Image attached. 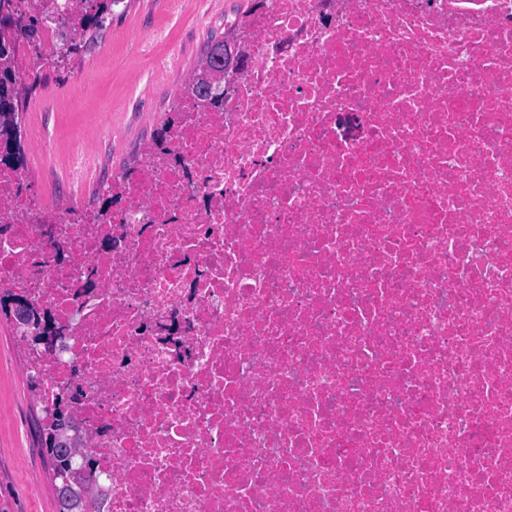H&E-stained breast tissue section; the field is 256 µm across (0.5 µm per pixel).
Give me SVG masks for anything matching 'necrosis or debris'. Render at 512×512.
<instances>
[{
	"label": "necrosis or debris",
	"instance_id": "obj_1",
	"mask_svg": "<svg viewBox=\"0 0 512 512\" xmlns=\"http://www.w3.org/2000/svg\"><path fill=\"white\" fill-rule=\"evenodd\" d=\"M102 203L0 165V295L90 512H512V0H259Z\"/></svg>",
	"mask_w": 512,
	"mask_h": 512
}]
</instances>
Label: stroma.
Returning a JSON list of instances; mask_svg holds the SVG:
<instances>
[{
	"mask_svg": "<svg viewBox=\"0 0 512 512\" xmlns=\"http://www.w3.org/2000/svg\"><path fill=\"white\" fill-rule=\"evenodd\" d=\"M254 0H116L102 25L72 32L46 53L36 41L15 46L17 110L22 120L27 185L37 195L67 191L69 153L94 145L100 171L85 180L81 204L98 200L107 174L137 166L140 147L155 138L182 100L210 36L248 13ZM176 44L174 64L155 66ZM44 79L29 82V63ZM53 95L46 110L42 101ZM25 356L9 321L0 318V512H58L50 459L41 446V412L29 389Z\"/></svg>",
	"mask_w": 512,
	"mask_h": 512,
	"instance_id": "stroma-1",
	"label": "stroma"
}]
</instances>
